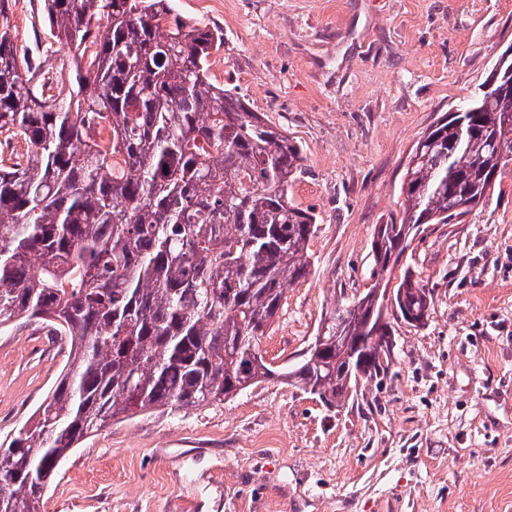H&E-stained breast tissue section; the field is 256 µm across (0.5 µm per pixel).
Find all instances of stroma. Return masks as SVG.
<instances>
[{"label":"stroma","instance_id":"obj_1","mask_svg":"<svg viewBox=\"0 0 512 512\" xmlns=\"http://www.w3.org/2000/svg\"><path fill=\"white\" fill-rule=\"evenodd\" d=\"M224 30L213 81L299 143L310 274L262 340L274 367L335 304L374 283L376 225L401 213L411 146L477 93L512 44V0H172ZM16 43L62 52L40 0H10ZM404 264L424 325L392 320L388 371L345 404L274 378L224 404L112 421L57 466L43 512H512V173L463 223L421 227ZM69 347L38 321L0 327V441L54 386Z\"/></svg>","mask_w":512,"mask_h":512}]
</instances>
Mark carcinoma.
I'll list each match as a JSON object with an SVG mask.
<instances>
[{"instance_id": "1", "label": "carcinoma", "mask_w": 512, "mask_h": 512, "mask_svg": "<svg viewBox=\"0 0 512 512\" xmlns=\"http://www.w3.org/2000/svg\"><path fill=\"white\" fill-rule=\"evenodd\" d=\"M68 62L18 52L0 0V327L37 319L67 338L51 394L0 444V512H41L56 462L115 419L189 409L272 376L345 401L348 374L385 370L388 323L342 302L317 358L276 373L256 355L285 287L311 270L317 216L290 189L302 149L208 76L224 30L170 0H42ZM512 164V86L474 95L426 130L401 186L403 216L376 227L390 274L421 226L461 222ZM404 311L431 296L405 271Z\"/></svg>"}]
</instances>
